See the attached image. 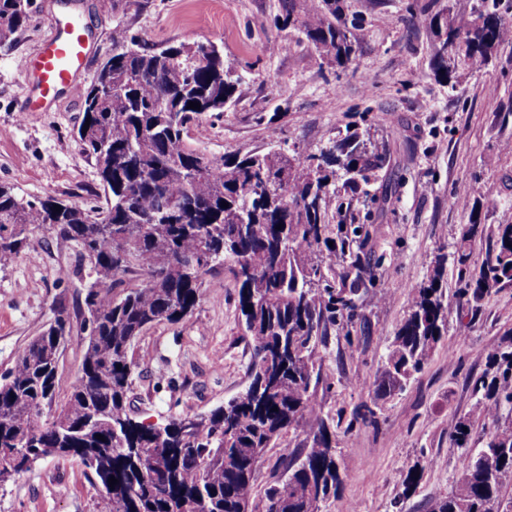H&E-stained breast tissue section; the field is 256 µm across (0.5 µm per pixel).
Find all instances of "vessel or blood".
I'll return each mask as SVG.
<instances>
[{"label":"vessel or blood","instance_id":"vessel-or-blood-1","mask_svg":"<svg viewBox=\"0 0 512 512\" xmlns=\"http://www.w3.org/2000/svg\"><path fill=\"white\" fill-rule=\"evenodd\" d=\"M49 23L51 37L36 52L20 61L28 89L19 108L23 115L51 106L60 92L77 94V78L89 62L86 24L81 17L55 16Z\"/></svg>","mask_w":512,"mask_h":512}]
</instances>
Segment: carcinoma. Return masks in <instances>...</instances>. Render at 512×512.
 Masks as SVG:
<instances>
[{
  "label": "carcinoma",
  "instance_id": "obj_1",
  "mask_svg": "<svg viewBox=\"0 0 512 512\" xmlns=\"http://www.w3.org/2000/svg\"><path fill=\"white\" fill-rule=\"evenodd\" d=\"M27 5L0 0V44L25 25ZM350 9V0H310L296 19L288 0L286 19H295L328 64L347 68L356 62ZM429 25L431 69L447 83L512 44V20L489 0H478L467 15L437 14ZM108 81L117 92L97 97V87ZM240 82L200 45L190 57L177 46L162 55L117 27L112 56L78 92L83 118L90 119L79 141L95 160L105 206L32 200L0 183V265L31 256L24 230L55 224L93 276L83 299L92 317L82 320L81 373L57 416L47 411L70 316L58 312L0 375V484L39 461L75 458L104 492L108 512H321L336 496L343 482L336 432L322 418L312 386L318 346L329 329L351 321L374 274L362 262L358 229H348L342 218L333 228L328 216L336 182L358 195L385 168L388 154L349 127L297 160L276 141L233 156L195 147L191 128L224 111ZM191 101L200 109L189 108ZM478 237L488 239L490 253L471 274V243ZM450 259L465 275L457 299L475 317L487 298L512 285V224L487 226L471 211L452 255L438 254L428 280L409 289V312L393 334L374 403L402 390L447 334L454 315L446 295ZM338 263L339 288L324 273ZM218 264L229 267L237 283L253 349L249 383L189 433L181 416L160 429L146 425L128 404L132 344L152 324L189 316L203 275ZM123 285V293L114 294ZM474 390L476 414L459 420L450 438L460 459L453 488L431 502L430 512H512V497L503 496L512 485V328L488 354ZM306 419L312 426L300 452L283 449L288 478L256 494L267 448ZM480 420L492 421L493 430L477 448L472 439ZM487 455L498 458L492 471L482 467ZM112 477L118 480L113 486Z\"/></svg>",
  "mask_w": 512,
  "mask_h": 512
}]
</instances>
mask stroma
Masks as SVG:
<instances>
[{
	"label": "stroma",
	"mask_w": 512,
	"mask_h": 512,
	"mask_svg": "<svg viewBox=\"0 0 512 512\" xmlns=\"http://www.w3.org/2000/svg\"><path fill=\"white\" fill-rule=\"evenodd\" d=\"M477 0H352L360 18L358 69L329 65L299 30L284 26L282 0H30L28 20L0 45V181L27 197L101 205L105 193L93 159L75 135L81 98L62 92L55 104L20 115L26 88L19 63L51 35L49 18L68 11L89 23L91 61L77 79L87 85L112 53L121 26L156 46L213 41L243 78L234 101L191 132L199 149L236 154L284 141L305 153L346 127L369 130L389 161L365 197L342 196L361 227V257L376 278L363 289L359 316L331 333L319 353L316 397L336 432V458L347 477L321 512H429L458 472L450 445L457 421L471 415L472 378L512 328V285L485 301L478 317L460 312L428 364L398 395L374 405L394 330L409 311L408 289L426 281L437 252L452 253L472 209L487 225L512 222V44L455 85L430 67L435 13L471 12ZM284 40L285 52L262 53ZM479 186L474 198L471 186ZM30 257L0 266V374L18 347L38 335L57 310L71 316L60 357L56 404H64L84 355L77 300L90 281L77 249L52 226L29 234ZM225 268L204 278L202 297L180 322L147 327L132 345L129 404L142 422L167 423L222 406L247 384L251 347ZM304 428L283 433L257 468L265 489L285 477L284 447L300 448ZM420 474L404 490L410 470ZM0 512H106L101 492L75 459L37 464L0 485Z\"/></svg>",
	"instance_id": "35a3bbf8"
}]
</instances>
